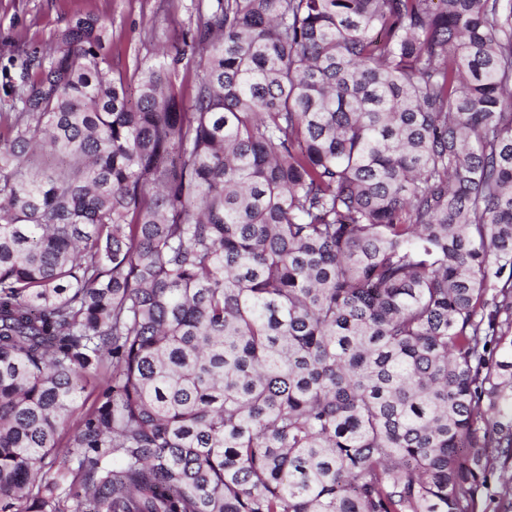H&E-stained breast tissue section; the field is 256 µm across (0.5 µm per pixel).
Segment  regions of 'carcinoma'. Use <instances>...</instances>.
<instances>
[{
	"label": "carcinoma",
	"instance_id": "carcinoma-1",
	"mask_svg": "<svg viewBox=\"0 0 512 512\" xmlns=\"http://www.w3.org/2000/svg\"><path fill=\"white\" fill-rule=\"evenodd\" d=\"M105 34L4 72L0 512H479L512 0H217L134 97Z\"/></svg>",
	"mask_w": 512,
	"mask_h": 512
}]
</instances>
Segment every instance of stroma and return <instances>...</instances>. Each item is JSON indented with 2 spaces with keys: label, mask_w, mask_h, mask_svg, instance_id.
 I'll list each match as a JSON object with an SVG mask.
<instances>
[{
  "label": "stroma",
  "mask_w": 512,
  "mask_h": 512,
  "mask_svg": "<svg viewBox=\"0 0 512 512\" xmlns=\"http://www.w3.org/2000/svg\"><path fill=\"white\" fill-rule=\"evenodd\" d=\"M217 0H0V66L52 44L76 18L93 16L107 27L105 52L113 73L131 77L143 59L179 47Z\"/></svg>",
  "instance_id": "stroma-1"
}]
</instances>
